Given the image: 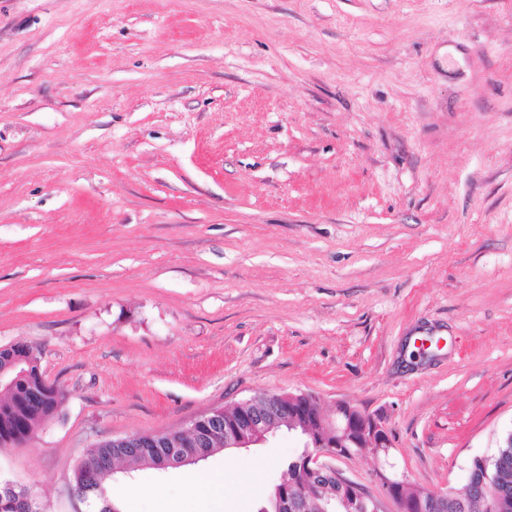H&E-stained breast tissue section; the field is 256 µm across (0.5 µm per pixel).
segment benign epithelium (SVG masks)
Segmentation results:
<instances>
[{
  "instance_id": "7a95c632",
  "label": "benign epithelium",
  "mask_w": 512,
  "mask_h": 512,
  "mask_svg": "<svg viewBox=\"0 0 512 512\" xmlns=\"http://www.w3.org/2000/svg\"><path fill=\"white\" fill-rule=\"evenodd\" d=\"M244 410L230 426L222 427L224 408L216 407L189 427L177 431V437L160 432L153 439L139 443L141 447L154 448L165 444L179 452L182 463L201 459L195 449L209 439L224 435V448L246 449L264 442L267 436L283 424V419L293 418L288 426L303 439L300 462L320 483L336 485L337 501L356 512H382L380 503L368 496L359 485L343 478L333 461L353 455L358 448L377 456L389 455L393 448L390 431L377 419L357 408L340 403L336 406V420L328 419L316 396L308 393L278 394L262 392L241 402ZM375 479L387 497L399 506L398 512H412L413 504L405 495L406 476L382 467L375 470Z\"/></svg>"
}]
</instances>
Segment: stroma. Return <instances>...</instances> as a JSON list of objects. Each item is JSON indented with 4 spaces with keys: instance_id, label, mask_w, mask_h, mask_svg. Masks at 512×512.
<instances>
[{
    "instance_id": "stroma-1",
    "label": "stroma",
    "mask_w": 512,
    "mask_h": 512,
    "mask_svg": "<svg viewBox=\"0 0 512 512\" xmlns=\"http://www.w3.org/2000/svg\"><path fill=\"white\" fill-rule=\"evenodd\" d=\"M65 400L0 481L259 392L381 417L410 486L512 432V0H0V348ZM299 440L238 450L255 512ZM378 458L341 475L396 505ZM183 471L141 469L134 512Z\"/></svg>"
}]
</instances>
